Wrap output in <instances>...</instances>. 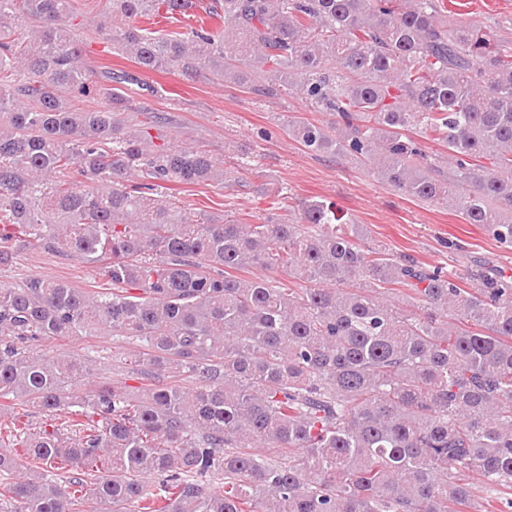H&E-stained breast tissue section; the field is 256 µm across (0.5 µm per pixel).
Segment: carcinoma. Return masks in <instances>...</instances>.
I'll return each mask as SVG.
<instances>
[{
	"instance_id": "obj_1",
	"label": "carcinoma",
	"mask_w": 512,
	"mask_h": 512,
	"mask_svg": "<svg viewBox=\"0 0 512 512\" xmlns=\"http://www.w3.org/2000/svg\"><path fill=\"white\" fill-rule=\"evenodd\" d=\"M78 24L143 73L296 95L334 117L278 125L306 150L512 250V17L493 31L448 22L439 0H106L97 15L0 0V267L51 252L110 282L0 284V475L19 473L0 512H512V279L366 249L363 225L285 187L289 220L186 207L170 184L227 187L232 167L126 93L158 88L87 65ZM95 333L136 346L138 385H92L42 348Z\"/></svg>"
}]
</instances>
